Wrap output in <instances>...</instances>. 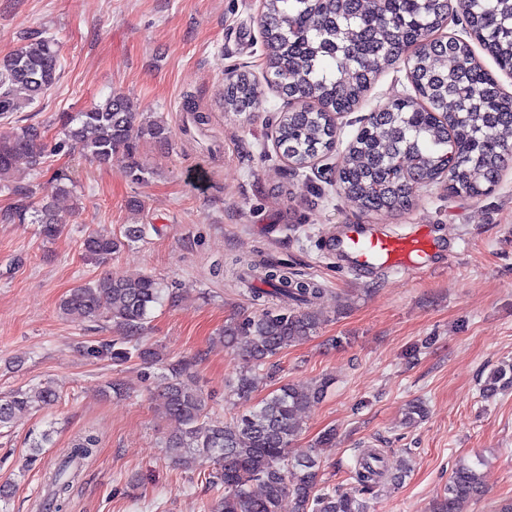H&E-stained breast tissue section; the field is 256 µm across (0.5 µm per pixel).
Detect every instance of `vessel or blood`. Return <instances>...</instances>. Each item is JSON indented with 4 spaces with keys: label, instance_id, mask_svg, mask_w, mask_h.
I'll use <instances>...</instances> for the list:
<instances>
[{
    "label": "vessel or blood",
    "instance_id": "1",
    "mask_svg": "<svg viewBox=\"0 0 512 512\" xmlns=\"http://www.w3.org/2000/svg\"><path fill=\"white\" fill-rule=\"evenodd\" d=\"M328 245L361 278L382 271L414 274L429 263L433 247L424 232L387 235L367 231L357 224L331 236Z\"/></svg>",
    "mask_w": 512,
    "mask_h": 512
}]
</instances>
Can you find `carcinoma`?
<instances>
[{"label":"carcinoma","mask_w":512,"mask_h":512,"mask_svg":"<svg viewBox=\"0 0 512 512\" xmlns=\"http://www.w3.org/2000/svg\"><path fill=\"white\" fill-rule=\"evenodd\" d=\"M450 2L265 0L260 25L266 67L290 104L278 116L276 140L296 166L334 151L335 116L352 111L383 68L410 58L415 95L396 98L389 108L371 113L341 159L340 187L365 213L406 210L416 192L442 182L448 183L451 195L482 196L512 164V100L476 58L471 43L458 44L450 54L430 39L448 20ZM462 24L500 70L512 73V0H468ZM59 67L55 40L47 36L28 38L1 57L0 116L22 111L46 93L56 83ZM259 96L254 76L240 71L224 84V110L251 108ZM64 127L65 140L55 149L74 145L101 164L121 153L130 159L128 175L135 181L147 173L134 159L137 143L166 140L165 124L137 121L133 102L120 94L70 115ZM21 156L32 169L42 167L40 128L0 133V192L14 198L12 208L0 218L39 224L44 238L53 240L64 224L53 204L34 202V185L11 180ZM147 232L146 224H127L122 235L114 237L89 232L82 240V254L105 266ZM239 265L240 280L258 279L272 286L270 295L288 299L284 307L246 316L218 332L224 346L263 366L316 332L320 317L303 306L318 299L323 288L288 271L286 262L241 260ZM163 296V283L152 275L127 279L103 273L72 289L59 310L89 321H110L122 331L120 340L91 348L93 356L115 364L135 359L151 367L158 353L141 335ZM192 367L187 360L169 365L154 401L156 410L178 424L166 453L180 464L215 466L212 484L223 487L224 494L210 505V512H280L287 495L293 497L294 512H366L365 501L355 494L319 492L317 450L297 456L290 451L302 432L304 410L326 396L331 379L321 378L306 387L288 383L253 404L256 379L242 374L231 394L248 407L231 422L219 424L208 420L207 401L196 386ZM509 387L512 363L495 369L482 393L488 397ZM56 400L49 386L18 388L0 397V427ZM52 434L48 429L32 437L31 457L42 453ZM98 443L91 433L74 440L56 463L42 509L61 512V500ZM352 473L357 491H373L386 475L384 450L358 449ZM255 484L260 491H253ZM482 488L478 464L463 463L430 512H457L461 501L479 497Z\"/></svg>","instance_id":"obj_1"}]
</instances>
